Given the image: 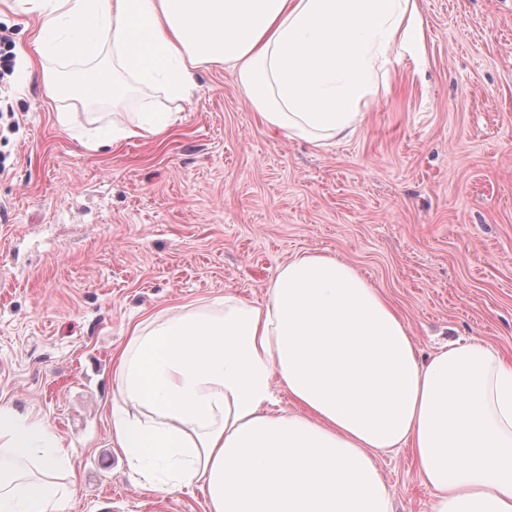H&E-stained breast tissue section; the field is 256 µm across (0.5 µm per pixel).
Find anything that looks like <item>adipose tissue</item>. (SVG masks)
Instances as JSON below:
<instances>
[{"instance_id":"adipose-tissue-1","label":"adipose tissue","mask_w":512,"mask_h":512,"mask_svg":"<svg viewBox=\"0 0 512 512\" xmlns=\"http://www.w3.org/2000/svg\"><path fill=\"white\" fill-rule=\"evenodd\" d=\"M41 58L189 97L200 66L229 65L261 122L317 144L352 137L376 70L417 44L415 0H25ZM133 112L105 140L158 136ZM112 443L210 512H393L380 454L412 449L432 512H512V359L460 338L421 356L403 315L350 264L309 253L266 298H224L135 328L118 364ZM287 394L291 406L279 405ZM70 452L43 417L0 406V512H66Z\"/></svg>"}]
</instances>
